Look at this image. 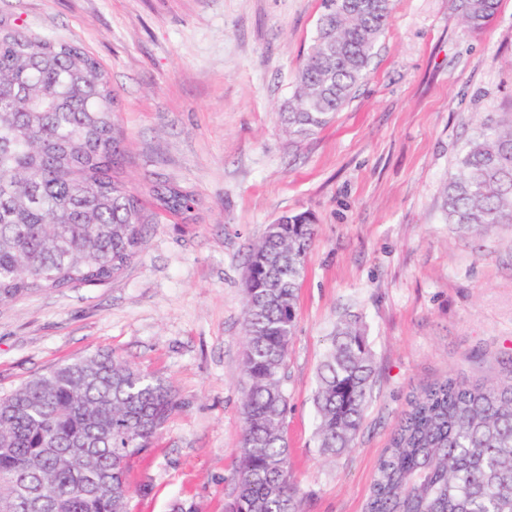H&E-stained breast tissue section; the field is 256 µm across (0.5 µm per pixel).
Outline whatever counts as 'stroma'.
<instances>
[{
	"label": "stroma",
	"instance_id": "35a3bbf8",
	"mask_svg": "<svg viewBox=\"0 0 512 512\" xmlns=\"http://www.w3.org/2000/svg\"><path fill=\"white\" fill-rule=\"evenodd\" d=\"M323 0H0V21L73 43L108 74L137 257L99 286L0 304V394L114 354L181 403L127 473L128 512H224L241 446L247 257L284 212L317 226L286 364L290 472L303 512H364L409 396L512 357V224L461 232L442 191L486 116L512 115V0L468 29L459 0H392L366 78L324 129L279 113ZM189 194L168 209L161 191ZM374 355L352 448L320 453L313 394L337 322Z\"/></svg>",
	"mask_w": 512,
	"mask_h": 512
}]
</instances>
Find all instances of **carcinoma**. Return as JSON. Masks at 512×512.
Returning a JSON list of instances; mask_svg holds the SVG:
<instances>
[{"instance_id": "cac0c4a2", "label": "carcinoma", "mask_w": 512, "mask_h": 512, "mask_svg": "<svg viewBox=\"0 0 512 512\" xmlns=\"http://www.w3.org/2000/svg\"><path fill=\"white\" fill-rule=\"evenodd\" d=\"M282 108L285 130L330 124L366 77L390 0H323ZM499 0H460L472 30ZM122 132L101 65L79 47L0 23V304L106 283L139 253L143 215L117 176ZM165 204L191 209L175 190ZM459 230L512 224V119L486 118L443 192ZM316 236L283 213L252 248L244 279L246 379L235 491L226 512H300L285 437L284 368L295 296ZM372 350L356 316L340 321L317 373V443L351 448L371 396ZM180 402L173 386L110 353L58 365L0 397V512H127L126 473ZM366 512H512V370L448 376L413 393L380 459Z\"/></svg>"}]
</instances>
